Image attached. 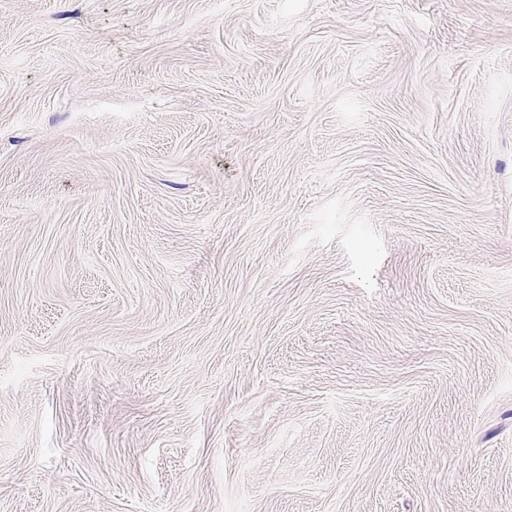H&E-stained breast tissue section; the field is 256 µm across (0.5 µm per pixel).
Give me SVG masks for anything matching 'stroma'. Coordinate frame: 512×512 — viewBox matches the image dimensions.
<instances>
[{"mask_svg": "<svg viewBox=\"0 0 512 512\" xmlns=\"http://www.w3.org/2000/svg\"><path fill=\"white\" fill-rule=\"evenodd\" d=\"M0 512H512V0H0Z\"/></svg>", "mask_w": 512, "mask_h": 512, "instance_id": "stroma-1", "label": "stroma"}]
</instances>
